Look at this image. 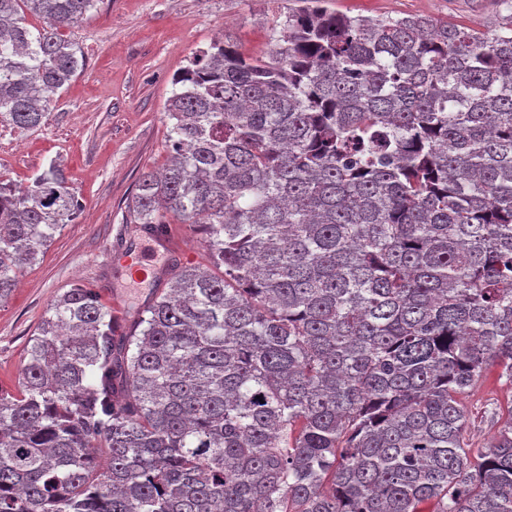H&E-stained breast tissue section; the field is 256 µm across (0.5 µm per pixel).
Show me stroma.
Masks as SVG:
<instances>
[{
  "label": "stroma",
  "instance_id": "stroma-1",
  "mask_svg": "<svg viewBox=\"0 0 512 512\" xmlns=\"http://www.w3.org/2000/svg\"><path fill=\"white\" fill-rule=\"evenodd\" d=\"M295 0H100L96 10L65 37L81 48L85 67L66 85L44 124L22 131L0 123V177L27 184L50 162H60L79 212L56 233L38 261L27 267L0 302V385L14 389L23 356L44 312L59 295L83 283L103 303L135 312L155 290L166 288L173 263L207 264L199 230L170 225L168 248L127 230L125 202L142 173L169 163L165 104L173 78L199 50L228 40L247 57L269 55L275 29ZM329 10L351 16L421 14L480 29L494 27L500 0H326ZM149 260L150 278L137 284L127 271L129 253ZM467 437L486 447L496 428L490 408L512 405V385L496 371L465 399Z\"/></svg>",
  "mask_w": 512,
  "mask_h": 512
}]
</instances>
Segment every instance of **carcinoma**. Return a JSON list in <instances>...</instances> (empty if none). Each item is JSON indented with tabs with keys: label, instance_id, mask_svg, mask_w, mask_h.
I'll return each mask as SVG.
<instances>
[{
	"label": "carcinoma",
	"instance_id": "1",
	"mask_svg": "<svg viewBox=\"0 0 512 512\" xmlns=\"http://www.w3.org/2000/svg\"><path fill=\"white\" fill-rule=\"evenodd\" d=\"M99 0H0V122L41 126ZM274 50L220 41L167 100L129 223L204 229L116 333L75 285L0 387V512H512V0L490 29L322 0ZM42 19L35 28L28 18ZM79 210L59 165L0 179V301ZM498 370L490 369L486 379L465 398L470 412V424L467 438L472 448H484L496 432L495 426L486 419L485 410L497 408L507 410L512 405V386L505 379H497Z\"/></svg>",
	"mask_w": 512,
	"mask_h": 512
}]
</instances>
